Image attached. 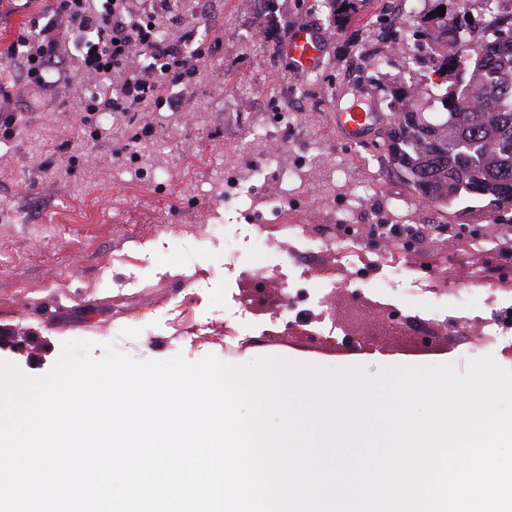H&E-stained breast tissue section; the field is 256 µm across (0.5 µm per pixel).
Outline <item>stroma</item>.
<instances>
[{
  "instance_id": "obj_1",
  "label": "stroma",
  "mask_w": 512,
  "mask_h": 512,
  "mask_svg": "<svg viewBox=\"0 0 512 512\" xmlns=\"http://www.w3.org/2000/svg\"><path fill=\"white\" fill-rule=\"evenodd\" d=\"M239 2L159 0L168 39L190 34L203 47L199 73L146 108L101 115L81 111L71 93L89 82L73 43L61 45L62 83L47 90L10 54L36 27L65 31V17L50 12V0H0V117H14L0 126V361L37 377L63 343L86 340L96 358L108 344L138 360L276 355L371 377L387 356L462 372L489 355L512 369V353L480 344L500 289H512V210L418 197L392 169L377 168L381 135L351 144L336 132L335 110L357 93L341 81L353 56L372 49L383 58L371 100L380 125L393 115L391 89L414 81L397 29L380 22L384 0H355L342 23L313 0ZM300 25L325 36L310 74L292 73L283 52ZM284 121L293 131L268 161ZM203 154L206 166L190 165ZM272 199L300 216L302 234L281 229ZM370 224L427 233L410 249L361 237L346 268L335 247L310 250L307 236L320 226L340 238ZM469 231L497 248L466 246ZM332 283L342 306L393 289L412 332H435L433 348L407 349L374 318L369 335L321 336V296ZM440 288L467 295L466 311L432 303Z\"/></svg>"
}]
</instances>
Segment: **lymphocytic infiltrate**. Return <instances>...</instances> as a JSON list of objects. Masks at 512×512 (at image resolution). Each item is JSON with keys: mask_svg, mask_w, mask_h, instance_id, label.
<instances>
[{"mask_svg": "<svg viewBox=\"0 0 512 512\" xmlns=\"http://www.w3.org/2000/svg\"><path fill=\"white\" fill-rule=\"evenodd\" d=\"M53 12L65 16L80 32L77 50L81 65L90 77L119 76L118 97L94 96L86 109L90 112H113L120 106H146L171 86L195 76L204 60L201 49L185 51L180 45L158 39L156 15L137 17L132 0H103L100 8L90 0H53ZM25 52L20 58L23 69L33 83L44 86L51 74L61 71V38L47 29L34 38H24ZM149 55L156 67L146 73L130 67L133 54Z\"/></svg>", "mask_w": 512, "mask_h": 512, "instance_id": "lymphocytic-infiltrate-1", "label": "lymphocytic infiltrate"}]
</instances>
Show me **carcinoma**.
<instances>
[{"label": "carcinoma", "instance_id": "carcinoma-1", "mask_svg": "<svg viewBox=\"0 0 512 512\" xmlns=\"http://www.w3.org/2000/svg\"><path fill=\"white\" fill-rule=\"evenodd\" d=\"M474 44L458 18L437 17L431 36L439 94L391 92L397 104L388 152L418 195L451 205L461 197L512 206V0H499Z\"/></svg>", "mask_w": 512, "mask_h": 512}]
</instances>
